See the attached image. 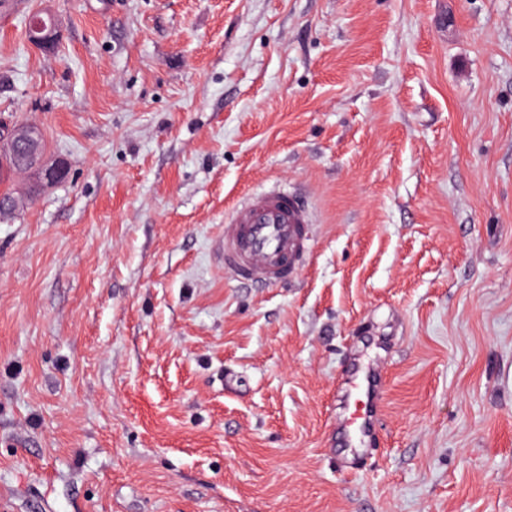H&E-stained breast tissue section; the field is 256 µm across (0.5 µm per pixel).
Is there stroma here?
Returning a JSON list of instances; mask_svg holds the SVG:
<instances>
[{
	"label": "stroma",
	"instance_id": "1",
	"mask_svg": "<svg viewBox=\"0 0 512 512\" xmlns=\"http://www.w3.org/2000/svg\"><path fill=\"white\" fill-rule=\"evenodd\" d=\"M0 114L69 167L0 223V512H512V0H9ZM273 183L311 255L253 288ZM47 26L51 30L55 28V19L50 13L40 11L29 17L28 29L34 43L46 45L50 42L51 32H47ZM312 221L309 205L287 188L250 193L224 224V272L254 288L298 278ZM347 384L344 399L346 445L351 458H355L370 443L381 391L369 371H357Z\"/></svg>",
	"mask_w": 512,
	"mask_h": 512
}]
</instances>
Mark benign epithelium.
Masks as SVG:
<instances>
[{"label":"benign epithelium","mask_w":512,"mask_h":512,"mask_svg":"<svg viewBox=\"0 0 512 512\" xmlns=\"http://www.w3.org/2000/svg\"><path fill=\"white\" fill-rule=\"evenodd\" d=\"M54 28L55 19L48 12H35L29 17L28 29L36 44L49 43L50 30ZM1 156L13 161L23 171L37 173L38 183L31 186V195L45 186L57 183L67 174V166L63 161L47 157L41 144V133L34 124L19 123L0 131Z\"/></svg>","instance_id":"7a95c632"}]
</instances>
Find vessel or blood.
Listing matches in <instances>:
<instances>
[{
  "label": "vessel or blood",
  "mask_w": 512,
  "mask_h": 512,
  "mask_svg": "<svg viewBox=\"0 0 512 512\" xmlns=\"http://www.w3.org/2000/svg\"><path fill=\"white\" fill-rule=\"evenodd\" d=\"M310 207L281 187L250 193L224 224V270L236 281L263 288L298 278L308 251ZM381 391L367 371L353 374L344 399L346 445L359 456L372 435Z\"/></svg>",
  "instance_id": "vessel-or-blood-1"
}]
</instances>
